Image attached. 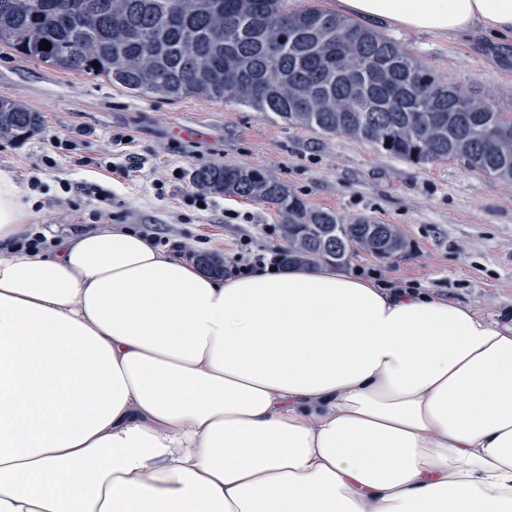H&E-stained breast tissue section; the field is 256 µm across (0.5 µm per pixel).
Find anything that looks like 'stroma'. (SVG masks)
Returning a JSON list of instances; mask_svg holds the SVG:
<instances>
[{"mask_svg":"<svg viewBox=\"0 0 512 512\" xmlns=\"http://www.w3.org/2000/svg\"><path fill=\"white\" fill-rule=\"evenodd\" d=\"M380 32L438 80L512 113L511 36ZM0 99L42 117L28 139L0 140V171L32 200L41 232L148 225L194 253L246 259L282 243L275 206L200 191L192 173L213 164L257 167L311 207L400 231L402 254L357 251L344 271L419 288L512 327L510 184L457 161L416 164L234 102L143 97L102 76L18 58L4 45ZM34 178L40 188H31Z\"/></svg>","mask_w":512,"mask_h":512,"instance_id":"stroma-1","label":"stroma"}]
</instances>
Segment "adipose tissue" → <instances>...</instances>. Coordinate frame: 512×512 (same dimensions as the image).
<instances>
[{
  "label": "adipose tissue",
  "instance_id": "1",
  "mask_svg": "<svg viewBox=\"0 0 512 512\" xmlns=\"http://www.w3.org/2000/svg\"><path fill=\"white\" fill-rule=\"evenodd\" d=\"M444 37L512 0H336ZM0 172V512H512V329L319 265L47 237Z\"/></svg>",
  "mask_w": 512,
  "mask_h": 512
}]
</instances>
